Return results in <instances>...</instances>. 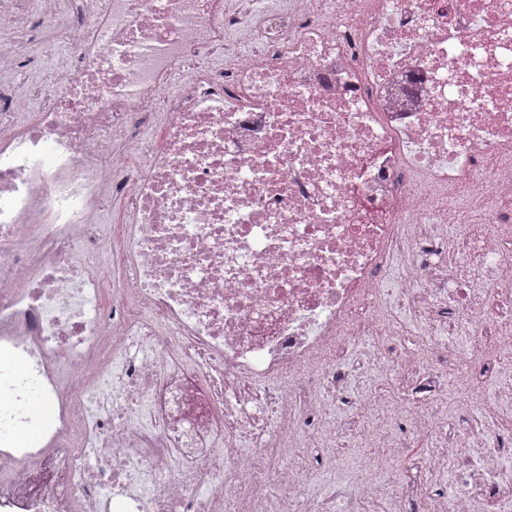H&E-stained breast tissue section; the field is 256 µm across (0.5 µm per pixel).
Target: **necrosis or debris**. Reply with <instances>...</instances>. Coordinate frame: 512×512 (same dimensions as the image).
I'll return each instance as SVG.
<instances>
[{
	"label": "necrosis or debris",
	"mask_w": 512,
	"mask_h": 512,
	"mask_svg": "<svg viewBox=\"0 0 512 512\" xmlns=\"http://www.w3.org/2000/svg\"><path fill=\"white\" fill-rule=\"evenodd\" d=\"M238 4L92 0L71 25L31 0L76 61L30 117L0 113V512H335L299 457L336 447L357 312L372 364L417 394L358 401L366 438L387 460L440 439L464 483L426 512L511 503L498 420L441 434L447 349L376 342L402 333L401 288L433 320L447 294L459 382L512 353V0ZM115 196L98 238L87 218ZM387 460L347 512L388 496Z\"/></svg>",
	"instance_id": "obj_1"
}]
</instances>
